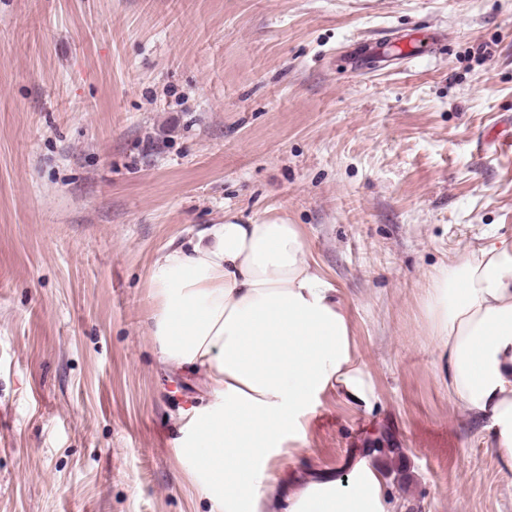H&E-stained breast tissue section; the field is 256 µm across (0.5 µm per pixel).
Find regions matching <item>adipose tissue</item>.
Listing matches in <instances>:
<instances>
[{
	"mask_svg": "<svg viewBox=\"0 0 512 512\" xmlns=\"http://www.w3.org/2000/svg\"><path fill=\"white\" fill-rule=\"evenodd\" d=\"M150 290L161 361L204 372L214 395L176 450L201 460L192 479L208 512H396L388 471L368 449L294 489L279 479L327 393L354 410L377 400L340 290L297 225H207L158 254ZM426 306L449 398L482 422L512 473V238L433 274Z\"/></svg>",
	"mask_w": 512,
	"mask_h": 512,
	"instance_id": "ef3b65f1",
	"label": "adipose tissue"
}]
</instances>
